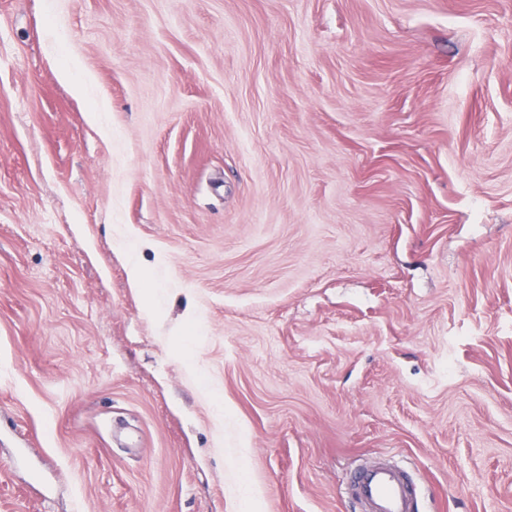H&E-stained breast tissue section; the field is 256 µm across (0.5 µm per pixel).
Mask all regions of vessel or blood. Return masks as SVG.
I'll return each mask as SVG.
<instances>
[{"label": "vessel or blood", "mask_w": 512, "mask_h": 512, "mask_svg": "<svg viewBox=\"0 0 512 512\" xmlns=\"http://www.w3.org/2000/svg\"><path fill=\"white\" fill-rule=\"evenodd\" d=\"M349 493L362 512H418L413 481L394 465L358 468L350 477Z\"/></svg>", "instance_id": "1"}]
</instances>
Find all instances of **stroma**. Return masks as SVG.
<instances>
[{"mask_svg": "<svg viewBox=\"0 0 512 512\" xmlns=\"http://www.w3.org/2000/svg\"><path fill=\"white\" fill-rule=\"evenodd\" d=\"M382 459L512 512V0H0V512Z\"/></svg>", "mask_w": 512, "mask_h": 512, "instance_id": "obj_1", "label": "stroma"}]
</instances>
